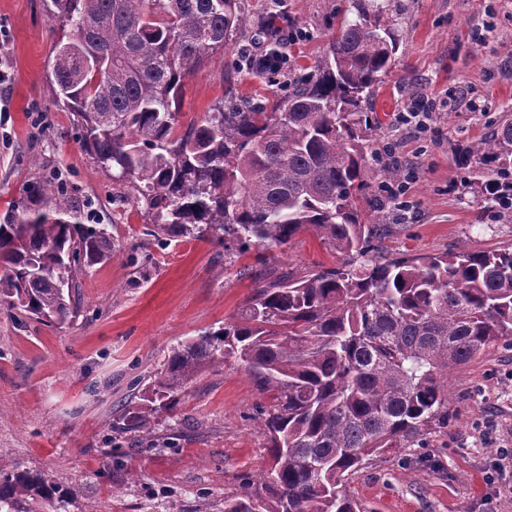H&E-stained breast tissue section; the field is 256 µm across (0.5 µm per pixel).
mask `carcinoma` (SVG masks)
I'll return each mask as SVG.
<instances>
[{
	"label": "carcinoma",
	"mask_w": 512,
	"mask_h": 512,
	"mask_svg": "<svg viewBox=\"0 0 512 512\" xmlns=\"http://www.w3.org/2000/svg\"><path fill=\"white\" fill-rule=\"evenodd\" d=\"M391 0H352L315 73L272 109L219 101L179 124L184 79L224 52L239 0H51L55 102L85 148L118 172L120 197L157 241L204 239L244 253L286 248L303 231L344 256L254 279L237 318L170 348L146 405L115 419L142 430L172 411L206 367L244 363L273 402L259 411L272 467L224 498V512H360L348 476L370 459L426 445L448 427V375L512 337V251L385 258L362 217L376 121L364 104L392 69ZM102 54L99 72L65 50ZM467 186L512 214V121L459 149ZM0 219V303L60 326L76 319L80 271L112 257L105 224L67 183L35 182ZM76 490L0 459V512H70Z\"/></svg>",
	"instance_id": "cac0c4a2"
}]
</instances>
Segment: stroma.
<instances>
[{"label":"stroma","mask_w":512,"mask_h":512,"mask_svg":"<svg viewBox=\"0 0 512 512\" xmlns=\"http://www.w3.org/2000/svg\"><path fill=\"white\" fill-rule=\"evenodd\" d=\"M270 0H241L247 25L223 56L188 75L178 119L208 112L224 94L265 105L311 73L351 0H280L277 25L297 40L280 52L277 79L256 73L245 48L265 41ZM386 20L401 34L395 66L369 106L379 125L363 209L383 219L382 255L459 249H512V221L495 216L465 186L455 148L512 119V0H394ZM59 32L46 0H0V70L9 76L0 112V217L19 205L28 184L61 175L92 201L94 220L112 227L111 260L76 283L82 312L59 327L0 305V458L42 471L77 489L70 512H224V498L258 480L271 460L257 419L268 405L236 360L202 370L176 409L154 419L166 440L152 448L112 422L140 393L177 342L232 322L255 292L251 271H303L339 256L309 233L284 250L224 251L187 239L146 238L145 220L113 189L111 176L83 147L73 117L55 105L51 49ZM433 99L424 129H400L413 95ZM396 142L394 156L383 148ZM411 173L406 210L373 208L385 169ZM512 348L496 343L448 377V427L425 449L374 458L349 476L363 512H512L486 481L495 465L512 483ZM138 481H131V474Z\"/></svg>","instance_id":"stroma-1"}]
</instances>
